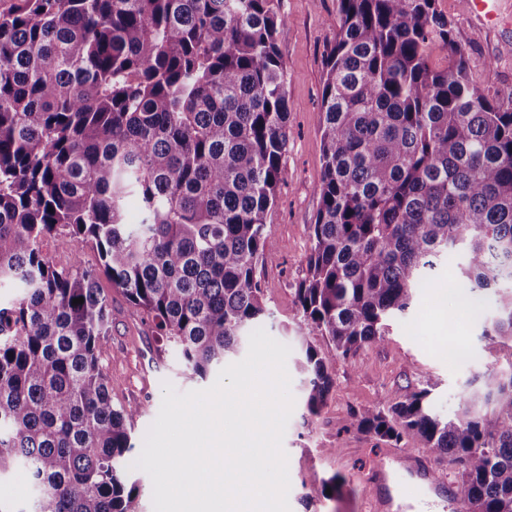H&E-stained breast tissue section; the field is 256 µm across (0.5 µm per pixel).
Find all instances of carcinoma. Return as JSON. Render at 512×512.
Listing matches in <instances>:
<instances>
[{
    "mask_svg": "<svg viewBox=\"0 0 512 512\" xmlns=\"http://www.w3.org/2000/svg\"><path fill=\"white\" fill-rule=\"evenodd\" d=\"M321 95L320 208L301 321L306 406L406 316L458 255L457 287L495 295L482 336L512 344V95L491 99L439 0H337ZM280 0H0V479L29 512H141L129 427L102 360L97 273L56 266L47 239L91 245L106 276L200 377L236 359L265 316L256 269L288 142ZM448 50L435 69L432 48ZM135 196L142 220L127 224ZM84 298L81 304L75 298ZM432 383L350 414V428L458 468L465 512H512V357L431 407Z\"/></svg>",
    "mask_w": 512,
    "mask_h": 512,
    "instance_id": "carcinoma-1",
    "label": "carcinoma"
}]
</instances>
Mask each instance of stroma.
<instances>
[{
    "label": "stroma",
    "mask_w": 512,
    "mask_h": 512,
    "mask_svg": "<svg viewBox=\"0 0 512 512\" xmlns=\"http://www.w3.org/2000/svg\"><path fill=\"white\" fill-rule=\"evenodd\" d=\"M439 7L455 24L473 81L492 97L511 92L512 53L506 47L512 44V0H494L489 21L467 13L462 0H439ZM282 9L287 21L277 42L286 69L288 144L271 215L275 246L256 272L269 311L259 326L291 349L286 367L295 405L283 438L290 512H359L364 480L391 446L346 430L350 413L403 401L429 380L436 412L454 415L467 382L498 368L512 351L482 337L485 322L494 314L492 299L481 301L478 316L468 315L453 291L457 268L445 265L419 289L411 312L391 324L381 343L362 347L351 359L331 360L333 388L318 413H308L299 341L307 339L324 352L329 344L316 329L299 327L295 289L307 270L309 226L319 207L321 90L324 57L336 39L331 23L336 0H282ZM99 283L112 310V355L104 371L115 405L143 406L132 424L139 449L160 411L164 383L181 392L202 390L217 376L202 379L186 371L122 291L107 277ZM336 474L345 480L342 493L333 499L318 497L322 481Z\"/></svg>",
    "instance_id": "obj_1"
}]
</instances>
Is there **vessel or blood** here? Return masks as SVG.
<instances>
[{"instance_id":"vessel-or-blood-1","label":"vessel or blood","mask_w":512,"mask_h":512,"mask_svg":"<svg viewBox=\"0 0 512 512\" xmlns=\"http://www.w3.org/2000/svg\"><path fill=\"white\" fill-rule=\"evenodd\" d=\"M399 468L406 472L408 482L421 488L423 495L440 496L451 489L447 474L430 469L421 455L399 452L392 461H379L373 469L369 478L371 490L360 503L361 512H392L393 494L399 483L395 471Z\"/></svg>"}]
</instances>
